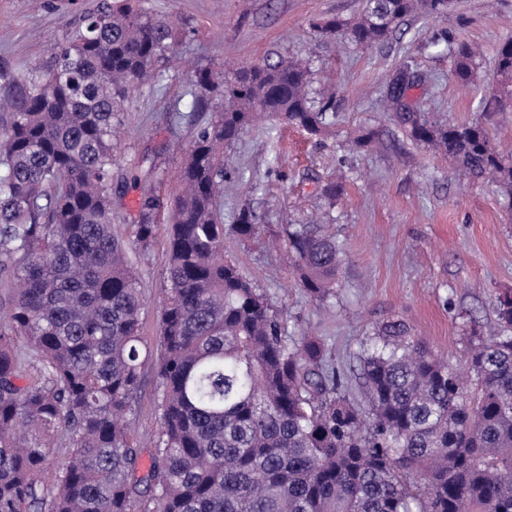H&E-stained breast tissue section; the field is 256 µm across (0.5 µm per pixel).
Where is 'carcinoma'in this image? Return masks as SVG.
<instances>
[{
  "instance_id": "carcinoma-1",
  "label": "carcinoma",
  "mask_w": 512,
  "mask_h": 512,
  "mask_svg": "<svg viewBox=\"0 0 512 512\" xmlns=\"http://www.w3.org/2000/svg\"><path fill=\"white\" fill-rule=\"evenodd\" d=\"M452 0H365L354 20L323 18L325 36L372 47L421 10ZM182 34L139 0L85 14L75 35L21 68L0 67V512H512V296L497 330L465 326L466 391L455 368L409 325L387 320L361 344L365 401L318 336L291 334L267 294L224 260L219 209L224 149L276 117L319 136L331 98L298 60L198 69L194 106L221 101L181 169L171 204L160 353L144 346L143 297L128 249L156 238L147 194L126 242L112 230V137L126 95L156 77ZM451 73L471 82L476 49L446 42ZM512 94V39L498 49ZM418 80L408 56L381 93L414 142L512 199V159L486 123L450 125L406 104ZM343 191L322 188L325 211ZM258 216L239 211L246 239ZM305 293L336 297L342 245L323 224H285ZM159 380L160 429L148 468L126 414L145 369ZM70 452L48 467L54 441Z\"/></svg>"
}]
</instances>
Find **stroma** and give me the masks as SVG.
<instances>
[{
	"label": "stroma",
	"mask_w": 512,
	"mask_h": 512,
	"mask_svg": "<svg viewBox=\"0 0 512 512\" xmlns=\"http://www.w3.org/2000/svg\"><path fill=\"white\" fill-rule=\"evenodd\" d=\"M101 0H0V63L24 67L45 56ZM149 15L182 24L181 43L157 65L159 77L129 93L120 114L124 131L112 163V226L131 238L142 180L161 207L154 244L133 254L144 308L141 335L157 348L164 287L169 201L200 128L220 109L194 110L191 76L207 67L230 72L248 62L303 58L313 89L331 87L337 122L322 137L268 120L248 128L225 153L222 209L232 224L243 206L259 216L253 238L224 237V255L262 288L289 329H309L356 380V355L376 325L398 318L458 371H465L463 325L495 327L500 295L512 293V213L495 183L458 178L447 156L413 142L396 124L379 91L404 57H414L425 83L410 100L443 123L481 118L479 103L495 79L499 46L512 38V0H455L447 14L405 18L372 48L322 37L312 22L357 17L363 0H140ZM445 36L476 44L471 84L458 83L444 54L428 49ZM377 132L364 150L350 142L364 128ZM344 190L330 230L342 243L331 311L320 310L282 259L285 224H307L322 211L320 191L336 175ZM158 383L146 371L127 415L133 437L155 440Z\"/></svg>",
	"instance_id": "stroma-1"
}]
</instances>
